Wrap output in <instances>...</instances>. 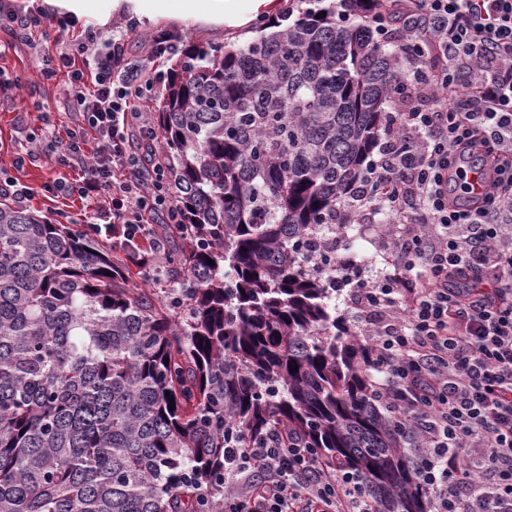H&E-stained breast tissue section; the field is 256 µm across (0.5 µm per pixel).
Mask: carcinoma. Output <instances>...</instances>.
Returning a JSON list of instances; mask_svg holds the SVG:
<instances>
[{
	"instance_id": "carcinoma-1",
	"label": "carcinoma",
	"mask_w": 512,
	"mask_h": 512,
	"mask_svg": "<svg viewBox=\"0 0 512 512\" xmlns=\"http://www.w3.org/2000/svg\"><path fill=\"white\" fill-rule=\"evenodd\" d=\"M288 14L167 73L154 122L181 244L164 295L0 199V512H224L226 440L290 436L363 475L372 512L433 509L316 258L384 149L398 54L365 0Z\"/></svg>"
}]
</instances>
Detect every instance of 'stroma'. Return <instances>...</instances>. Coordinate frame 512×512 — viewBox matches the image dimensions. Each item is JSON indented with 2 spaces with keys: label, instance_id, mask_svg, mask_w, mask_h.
Listing matches in <instances>:
<instances>
[{
  "label": "stroma",
  "instance_id": "1",
  "mask_svg": "<svg viewBox=\"0 0 512 512\" xmlns=\"http://www.w3.org/2000/svg\"><path fill=\"white\" fill-rule=\"evenodd\" d=\"M287 6L288 0H271L255 19L236 26L193 15L179 19L153 15L137 10L132 0H92L90 8L76 13L74 26L65 29L49 32L35 29L18 42L10 41L8 33L0 30V42L11 44L9 50L0 54V71L19 83L18 88L0 91V166H10L15 155L27 149L30 135L38 137V156L15 172L20 182L36 190L26 200V207L64 224L81 222L86 211L85 203L79 199L56 198L39 192L40 186L56 175L48 154L64 144L66 130L75 116L64 91V76L46 81L37 77L34 68L35 61L53 60L60 50L77 43L83 24L96 23L101 37L106 38L124 27L128 18H135L136 28L126 38L125 59L147 68L151 65L144 44L148 35L173 32L180 35L185 45L241 43L255 36L259 24L280 19Z\"/></svg>",
  "mask_w": 512,
  "mask_h": 512
}]
</instances>
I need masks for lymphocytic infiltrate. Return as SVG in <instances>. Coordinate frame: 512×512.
<instances>
[{"mask_svg":"<svg viewBox=\"0 0 512 512\" xmlns=\"http://www.w3.org/2000/svg\"><path fill=\"white\" fill-rule=\"evenodd\" d=\"M371 16L381 41L400 48L407 105L393 109L388 149L343 207L353 223L380 214L405 232L374 279L337 254L336 286L373 317L366 369L406 433L434 512H512V0H382ZM73 22L0 0V27L16 41ZM98 36L88 26L57 56L79 121L53 158L62 175L40 190L91 202L88 230L111 234L156 274L163 245L139 243L153 216H178L162 172L146 165L158 132L145 106L179 44L151 36V70L132 71L122 64L125 31ZM224 481V512H370L364 479L295 441L225 449Z\"/></svg>","mask_w":512,"mask_h":512,"instance_id":"f902f5d3","label":"lymphocytic infiltrate"}]
</instances>
